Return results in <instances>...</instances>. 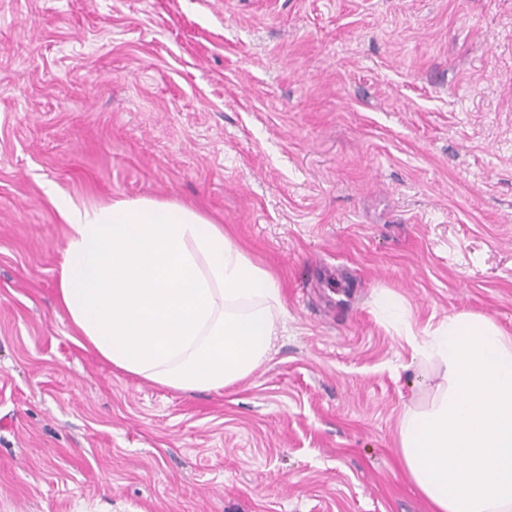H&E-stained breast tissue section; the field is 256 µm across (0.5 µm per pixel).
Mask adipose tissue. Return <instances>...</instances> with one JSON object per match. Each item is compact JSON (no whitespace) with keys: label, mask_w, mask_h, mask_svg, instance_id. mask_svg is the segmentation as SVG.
Returning a JSON list of instances; mask_svg holds the SVG:
<instances>
[{"label":"adipose tissue","mask_w":512,"mask_h":512,"mask_svg":"<svg viewBox=\"0 0 512 512\" xmlns=\"http://www.w3.org/2000/svg\"><path fill=\"white\" fill-rule=\"evenodd\" d=\"M57 301L81 347L184 392H222L268 357L283 310L275 277L222 225L174 201L116 199L64 211ZM394 326L437 381L399 442L433 512H512V336L460 312L416 335Z\"/></svg>","instance_id":"adipose-tissue-1"}]
</instances>
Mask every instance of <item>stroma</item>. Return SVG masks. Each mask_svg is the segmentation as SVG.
Instances as JSON below:
<instances>
[{"mask_svg":"<svg viewBox=\"0 0 512 512\" xmlns=\"http://www.w3.org/2000/svg\"><path fill=\"white\" fill-rule=\"evenodd\" d=\"M175 200L278 281L183 392L76 342L59 201ZM416 329L512 334V0H0V512H431Z\"/></svg>","mask_w":512,"mask_h":512,"instance_id":"1","label":"stroma"}]
</instances>
